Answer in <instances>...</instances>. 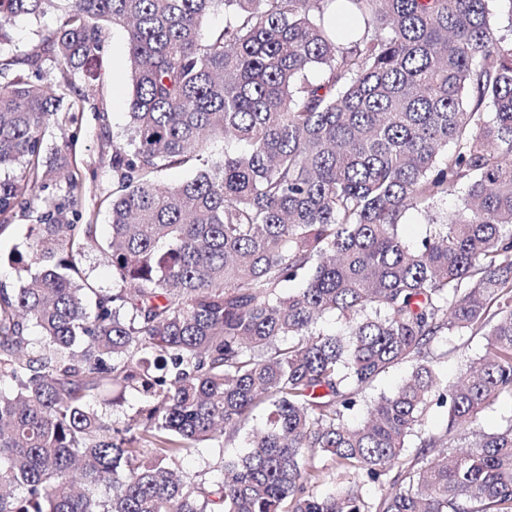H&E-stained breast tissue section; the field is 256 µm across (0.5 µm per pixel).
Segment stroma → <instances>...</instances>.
Returning <instances> with one entry per match:
<instances>
[{
	"instance_id": "35a3bbf8",
	"label": "stroma",
	"mask_w": 512,
	"mask_h": 512,
	"mask_svg": "<svg viewBox=\"0 0 512 512\" xmlns=\"http://www.w3.org/2000/svg\"><path fill=\"white\" fill-rule=\"evenodd\" d=\"M66 10L64 0L39 17H19L8 28V41L0 43V55L11 57L30 51L62 22ZM126 31L108 27L102 58L96 66L97 80L85 83L75 75L74 83L83 97L74 110L73 120L53 123L47 133L49 152L65 154L73 160L84 181V191L77 205L83 215L93 216L98 238L110 232L106 198L112 192V149L127 143L125 131L129 123L131 85L127 77ZM36 222L35 214L18 210L9 219L10 227L0 234V281L17 283L19 272L12 259L26 251L28 234Z\"/></svg>"
}]
</instances>
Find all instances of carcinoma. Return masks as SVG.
<instances>
[{"instance_id": "carcinoma-1", "label": "carcinoma", "mask_w": 512, "mask_h": 512, "mask_svg": "<svg viewBox=\"0 0 512 512\" xmlns=\"http://www.w3.org/2000/svg\"><path fill=\"white\" fill-rule=\"evenodd\" d=\"M53 2L0 0V43ZM489 2L70 0L38 48L0 58V234L37 214L26 277L0 282V512H512V416L482 427L512 405V38ZM111 25L132 95L103 245L61 223L83 182L45 156L63 97L43 80L95 76ZM216 139L246 149L214 161ZM409 210L430 226L413 246ZM90 249L112 288L85 277ZM445 336L484 340L452 382ZM115 392L139 401L122 422L96 407ZM244 429L219 478L184 472ZM79 263L97 288H112V269L106 256L99 250L85 252L79 257Z\"/></svg>"}]
</instances>
